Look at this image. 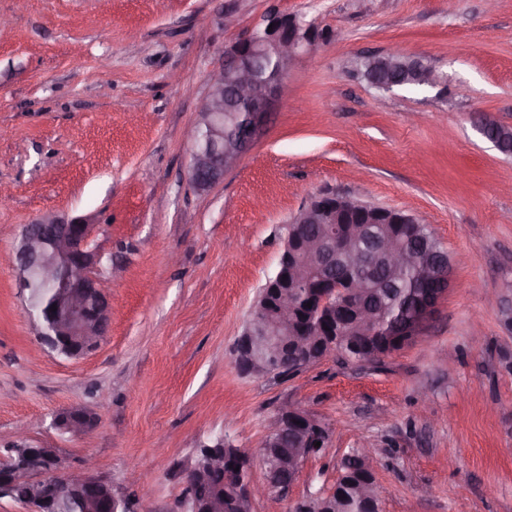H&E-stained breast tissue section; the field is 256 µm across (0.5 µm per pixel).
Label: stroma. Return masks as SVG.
Instances as JSON below:
<instances>
[{
    "label": "stroma",
    "instance_id": "35a3bbf8",
    "mask_svg": "<svg viewBox=\"0 0 512 512\" xmlns=\"http://www.w3.org/2000/svg\"><path fill=\"white\" fill-rule=\"evenodd\" d=\"M271 11L330 36L238 165L197 191L185 131L225 50ZM0 17V446L22 435L65 468L92 459L132 512H187L199 446L259 456L292 402L327 445L254 512L332 487L355 448L373 452L381 512H512V156L475 128L483 113L512 127V0H0ZM393 49L444 88L380 93L351 76ZM325 191L431 225L455 260L448 291L381 362L241 376L232 349L283 229ZM48 212L96 224L94 246L125 265L109 332L79 359L40 346L10 261ZM75 406L92 433L52 427Z\"/></svg>",
    "mask_w": 512,
    "mask_h": 512
}]
</instances>
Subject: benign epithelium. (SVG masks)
<instances>
[{"instance_id":"benign-epithelium-1","label":"benign epithelium","mask_w":512,"mask_h":512,"mask_svg":"<svg viewBox=\"0 0 512 512\" xmlns=\"http://www.w3.org/2000/svg\"><path fill=\"white\" fill-rule=\"evenodd\" d=\"M313 23L298 16L270 13L263 18V26L253 28L235 41L224 66L213 74L208 95L197 121L191 125L188 140L191 144L189 178L199 191H207L224 180L240 158L253 145L256 137L283 91V79L301 55L319 43L312 33ZM276 58L275 71L265 78L257 74L261 60ZM402 58L405 67L418 70L422 85L436 87L440 78L422 68L416 56L392 51L371 60L376 67L390 58ZM499 126L496 119L482 115L476 129L502 153L506 149L491 133ZM387 219L395 224H416L418 220L404 214L394 216L390 209L371 206L334 192H325L296 214L288 225L280 251L279 272L270 287L277 289L273 307L261 303L253 306L250 318L233 349L237 371L245 376L278 373L285 367V356L290 344L300 343L289 329L298 308L297 282L289 276L318 258L326 265L336 262L339 248L346 247L355 238L370 242L369 259L362 263L370 269L374 257L398 272L415 267L419 279L441 285L435 293L427 292L415 299L409 307L404 324L391 330L394 336H415L433 318L450 282L452 265L417 263L414 253L402 245L395 235L376 236L373 225ZM319 224L321 233L315 238H303L296 225ZM95 225L80 216L69 217L45 214L22 226L14 245L11 261L21 294H26L32 280L40 279L56 286L50 301L57 310H47L34 316L39 343L52 352L70 359L83 357L94 351L108 331L111 306L109 284L120 271L114 261H105L104 254L92 245ZM367 281L355 276L338 287L326 278L309 280L304 292L312 299L319 316L320 334L328 337L323 356L351 352V336L336 331L329 317L336 309L337 292L363 298ZM97 419L82 408L75 407L57 416L52 426L63 433L86 434L94 429ZM296 433V448L286 457L278 448L286 433ZM329 430L308 412L293 404L279 407L271 434L260 455L263 481L252 476L253 461L244 451L233 449L228 457V446L220 439L216 444L197 449L202 463L184 472V483L192 488L206 470L224 472L226 481L233 485L240 512H252L254 500L266 497L279 500L288 495L303 463L325 447ZM364 470L366 482L359 487L360 496L372 502L371 512H380L381 492L376 479L373 455L369 448H358L349 454ZM12 484L34 485L28 512H59L60 490L72 498L83 497L89 484L98 486L95 501L85 506L87 512H128L126 503L116 497L112 486L96 479L89 471L67 470L52 448L41 449L40 455H23L13 470ZM334 500V490L299 499L294 512H326Z\"/></svg>"}]
</instances>
